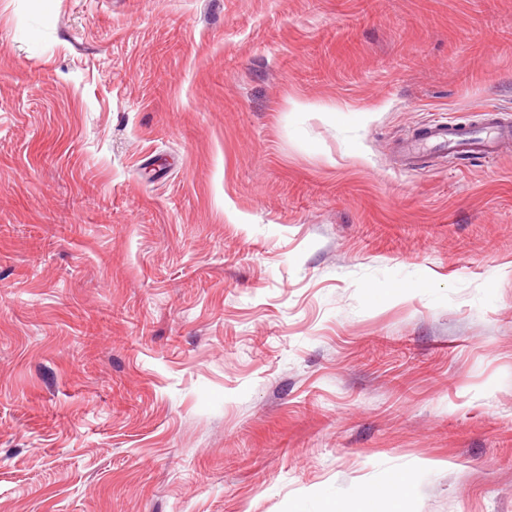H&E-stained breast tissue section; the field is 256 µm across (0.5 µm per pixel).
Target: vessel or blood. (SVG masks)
<instances>
[{"label":"vessel or blood","instance_id":"obj_1","mask_svg":"<svg viewBox=\"0 0 512 512\" xmlns=\"http://www.w3.org/2000/svg\"><path fill=\"white\" fill-rule=\"evenodd\" d=\"M512 143V125H476L462 127L450 120L429 123L422 138L405 147L408 161L415 162L422 151L434 150L451 155H470L494 159L505 145Z\"/></svg>","mask_w":512,"mask_h":512}]
</instances>
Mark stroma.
Wrapping results in <instances>:
<instances>
[{
	"label": "stroma",
	"instance_id": "obj_1",
	"mask_svg": "<svg viewBox=\"0 0 512 512\" xmlns=\"http://www.w3.org/2000/svg\"><path fill=\"white\" fill-rule=\"evenodd\" d=\"M512 0H0V512H512ZM422 138L405 147L409 164L418 161L421 151L434 150L448 155H470L493 160L505 145L512 143V125H476L461 127L451 120H433Z\"/></svg>",
	"mask_w": 512,
	"mask_h": 512
}]
</instances>
